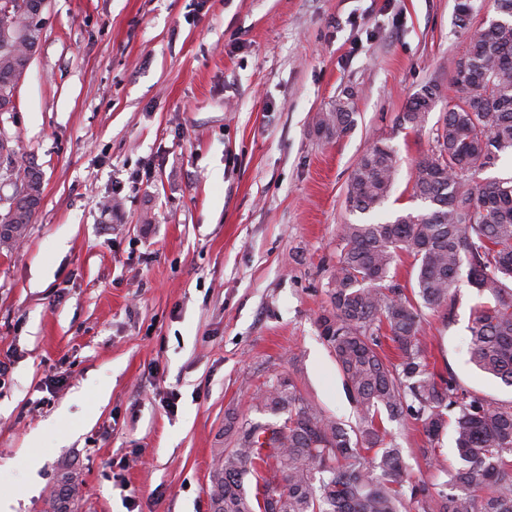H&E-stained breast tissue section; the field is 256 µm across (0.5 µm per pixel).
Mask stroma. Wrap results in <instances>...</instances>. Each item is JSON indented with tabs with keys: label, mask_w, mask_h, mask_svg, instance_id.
Instances as JSON below:
<instances>
[{
	"label": "stroma",
	"mask_w": 512,
	"mask_h": 512,
	"mask_svg": "<svg viewBox=\"0 0 512 512\" xmlns=\"http://www.w3.org/2000/svg\"><path fill=\"white\" fill-rule=\"evenodd\" d=\"M48 0L44 35L0 128L43 175L39 209L0 246V491L16 512H212L234 447L228 413L269 421L256 397L279 373L352 423L316 318L338 229L421 210L412 174L429 127H399L427 84L452 78L494 0ZM353 95L340 139L315 126ZM382 141L397 173L361 214L358 156ZM482 301L460 283L428 312L426 356L503 404L512 387L469 360ZM178 395L176 411L164 403ZM407 473L458 457L412 418L387 422Z\"/></svg>",
	"instance_id": "stroma-1"
}]
</instances>
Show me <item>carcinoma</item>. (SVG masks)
Listing matches in <instances>:
<instances>
[{
    "label": "carcinoma",
    "mask_w": 512,
    "mask_h": 512,
    "mask_svg": "<svg viewBox=\"0 0 512 512\" xmlns=\"http://www.w3.org/2000/svg\"><path fill=\"white\" fill-rule=\"evenodd\" d=\"M0 0V99L16 95L43 27L32 11H7ZM497 17L474 34L454 84L458 100L432 129L434 146L415 166L413 197L425 207L379 224H342L331 275L330 308L320 334L357 409L346 424L314 406L279 374L265 383L256 407L278 421L227 417L237 447L224 449L212 478L213 512H512V404L465 393L453 376L429 369L425 311L452 299L461 271L486 298L471 320L470 361L512 386V177L482 184L474 175L512 151V0H494ZM425 85L398 117L425 127L440 98ZM353 94L317 117L327 138L354 125ZM0 179L22 185L16 207H0V245L20 239L42 200V174L24 162L19 142L0 137ZM396 173L392 148L377 142L358 157L347 202L370 212L389 196ZM413 259L415 285L391 286L401 254ZM399 351H382L381 330ZM411 415L428 441L453 425L459 466L431 463L446 480L430 486L404 474L401 449L385 442L384 419Z\"/></svg>",
    "instance_id": "cac0c4a2"
}]
</instances>
